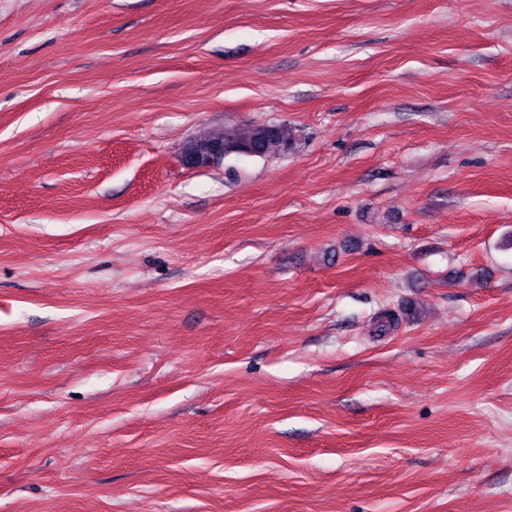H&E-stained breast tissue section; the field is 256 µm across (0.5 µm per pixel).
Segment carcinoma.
Returning a JSON list of instances; mask_svg holds the SVG:
<instances>
[{
	"label": "carcinoma",
	"mask_w": 512,
	"mask_h": 512,
	"mask_svg": "<svg viewBox=\"0 0 512 512\" xmlns=\"http://www.w3.org/2000/svg\"><path fill=\"white\" fill-rule=\"evenodd\" d=\"M293 140V130L286 125L251 124L235 133L219 130L196 137L183 147L181 156L197 167H206L250 146L262 157L279 155Z\"/></svg>",
	"instance_id": "obj_1"
}]
</instances>
